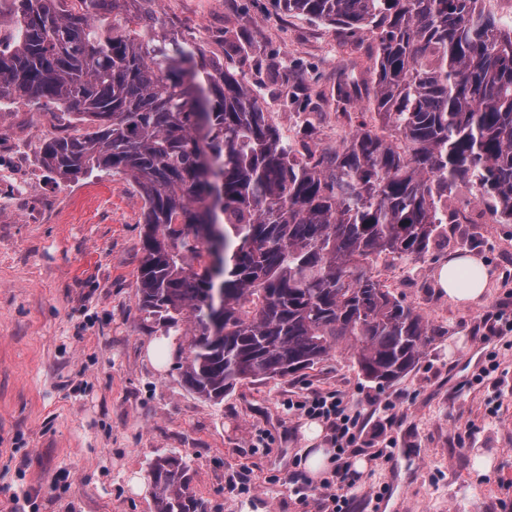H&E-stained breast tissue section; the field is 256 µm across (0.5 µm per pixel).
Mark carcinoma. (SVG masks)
<instances>
[{"instance_id": "cac0c4a2", "label": "carcinoma", "mask_w": 512, "mask_h": 512, "mask_svg": "<svg viewBox=\"0 0 512 512\" xmlns=\"http://www.w3.org/2000/svg\"><path fill=\"white\" fill-rule=\"evenodd\" d=\"M12 0L0 103L52 100L67 115L42 162L60 179L126 175L144 200L140 313L189 337L188 387L220 405L246 380L286 377L352 350L363 377L405 376L441 331L365 266L419 257L448 223V196L478 184L512 223V26L476 0H279L343 36L378 40L360 121L319 149L312 121L289 144L225 66L157 31L129 0ZM157 512H207L176 455L150 466Z\"/></svg>"}]
</instances>
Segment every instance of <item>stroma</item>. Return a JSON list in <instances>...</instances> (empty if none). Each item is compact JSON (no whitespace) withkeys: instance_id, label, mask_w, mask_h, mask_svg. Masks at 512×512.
Masks as SVG:
<instances>
[{"instance_id":"obj_1","label":"stroma","mask_w":512,"mask_h":512,"mask_svg":"<svg viewBox=\"0 0 512 512\" xmlns=\"http://www.w3.org/2000/svg\"><path fill=\"white\" fill-rule=\"evenodd\" d=\"M161 31L201 43L253 89L283 137L314 116V142L339 146L354 130L332 104L337 72L367 75L377 48L360 32L284 13L276 0H156ZM243 44L225 56L224 37ZM295 49L300 73L286 67ZM40 103L0 105V512H156L149 466L164 454L190 466V489L210 512H324L287 481L307 442L287 401L310 389L348 395L365 415L360 479L349 512H512V224H445L418 259L371 263L392 294L441 335L415 368L384 385L337 348L313 368L244 381L216 406L192 393L176 360L146 356L164 335L137 309L144 201L124 175L61 179L43 166ZM24 167L27 195L12 175ZM473 255L484 297L463 305L437 286L441 261ZM497 369L480 371L489 361ZM269 434L262 448L258 439ZM393 459L373 454L385 442ZM251 490L240 493L239 475ZM139 488H132V479ZM383 490L381 500L372 494Z\"/></svg>"}]
</instances>
